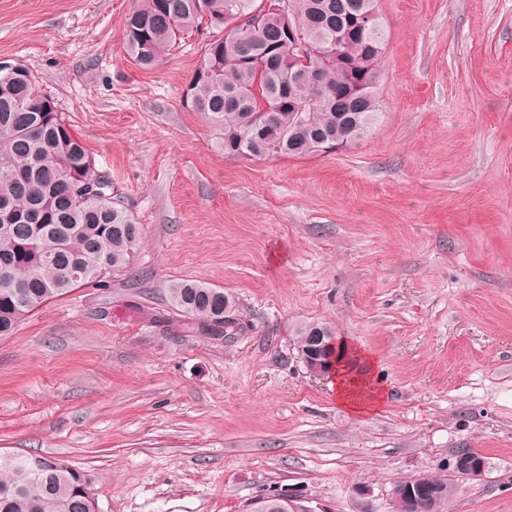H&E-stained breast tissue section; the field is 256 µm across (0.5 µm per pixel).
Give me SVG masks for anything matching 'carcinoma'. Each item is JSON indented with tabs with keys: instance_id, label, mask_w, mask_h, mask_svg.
I'll use <instances>...</instances> for the list:
<instances>
[{
	"instance_id": "1",
	"label": "carcinoma",
	"mask_w": 512,
	"mask_h": 512,
	"mask_svg": "<svg viewBox=\"0 0 512 512\" xmlns=\"http://www.w3.org/2000/svg\"><path fill=\"white\" fill-rule=\"evenodd\" d=\"M263 0H136L125 18L123 49L144 69L159 66L180 36L206 26L222 32L201 48L182 104L221 133L237 158L305 157L350 148L379 112L384 77L383 21L364 34L350 17L378 0H288V16L269 12L243 24ZM303 46L284 42L286 22ZM141 239L133 216L112 201L72 125L42 93L31 70L0 67V339L35 311L130 264ZM171 306L216 335L240 328L221 288L183 280ZM333 332L320 322L295 327V340ZM443 489L420 512H448L464 478L433 475ZM85 472L68 460L0 455V512H93Z\"/></svg>"
}]
</instances>
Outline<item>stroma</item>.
I'll return each mask as SVG.
<instances>
[{"label":"stroma","mask_w":512,"mask_h":512,"mask_svg":"<svg viewBox=\"0 0 512 512\" xmlns=\"http://www.w3.org/2000/svg\"><path fill=\"white\" fill-rule=\"evenodd\" d=\"M134 0H0L20 61L143 230L130 270L0 340V452L67 459L98 512H247L270 491L390 512L395 485L486 460L448 512H512V0H379L380 114L358 147L225 155L181 95L211 32L143 70ZM224 289L209 335L167 288ZM370 356L384 404L355 413L294 327ZM466 452L470 453L471 457L484 460L485 458L475 452L471 448H463ZM469 455L464 453H456L453 455V467L457 470L462 471L468 478L476 480L481 478L485 474V465L479 466L475 461L472 460ZM485 461V460H484Z\"/></svg>","instance_id":"obj_1"}]
</instances>
